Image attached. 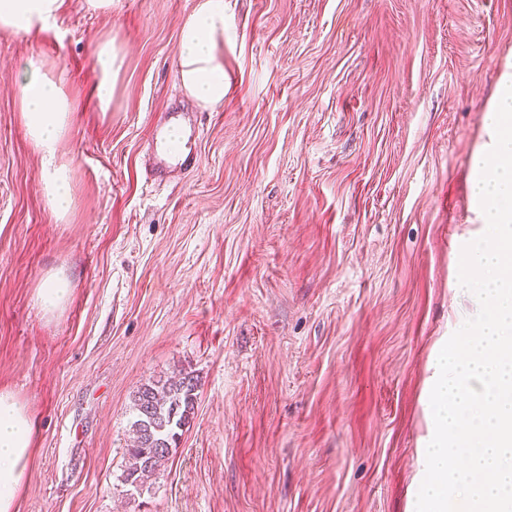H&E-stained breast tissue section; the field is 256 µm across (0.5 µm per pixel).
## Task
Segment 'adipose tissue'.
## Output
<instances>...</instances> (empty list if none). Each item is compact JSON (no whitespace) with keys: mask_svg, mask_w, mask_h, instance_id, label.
Returning <instances> with one entry per match:
<instances>
[{"mask_svg":"<svg viewBox=\"0 0 512 512\" xmlns=\"http://www.w3.org/2000/svg\"><path fill=\"white\" fill-rule=\"evenodd\" d=\"M64 0H0V30L31 32L47 26ZM224 0H199L183 22L178 38V69L186 93L202 107L224 100ZM100 79L96 105L109 112L124 57L114 38L99 40L93 49ZM21 116L25 132L41 155L42 194L57 220L68 217L74 203L69 165L59 146L74 121L75 106L56 80L37 64L19 76ZM34 428L24 405L10 392H0V512H15L18 492L27 480Z\"/></svg>","mask_w":512,"mask_h":512,"instance_id":"1","label":"adipose tissue"}]
</instances>
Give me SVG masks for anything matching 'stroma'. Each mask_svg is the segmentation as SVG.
I'll list each match as a JSON object with an SVG mask.
<instances>
[{"label":"stroma","mask_w":512,"mask_h":512,"mask_svg":"<svg viewBox=\"0 0 512 512\" xmlns=\"http://www.w3.org/2000/svg\"><path fill=\"white\" fill-rule=\"evenodd\" d=\"M197 0H65L0 30V389L37 432L16 512H404L420 394L484 226L469 174L512 0H224V101L178 76ZM114 37L117 106L91 48ZM76 107L57 220L20 112L30 64ZM179 112L194 170L153 171ZM72 281L43 313L48 270ZM187 371L195 414L150 489L123 480L132 399Z\"/></svg>","instance_id":"1"}]
</instances>
